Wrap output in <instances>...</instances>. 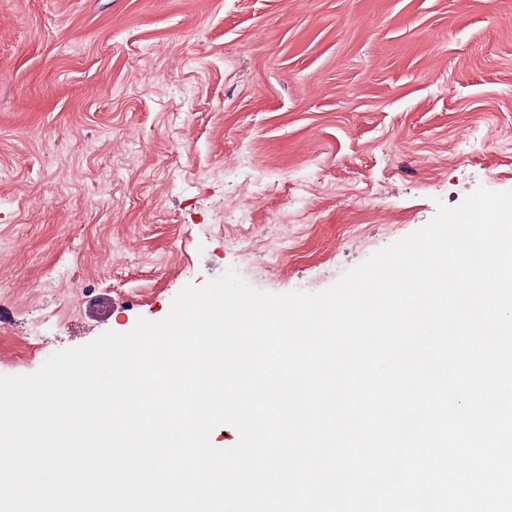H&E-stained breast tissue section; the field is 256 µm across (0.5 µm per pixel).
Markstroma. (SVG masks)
<instances>
[{
    "label": "stroma",
    "instance_id": "1",
    "mask_svg": "<svg viewBox=\"0 0 512 512\" xmlns=\"http://www.w3.org/2000/svg\"><path fill=\"white\" fill-rule=\"evenodd\" d=\"M512 190V0H0V375L235 268L319 292Z\"/></svg>",
    "mask_w": 512,
    "mask_h": 512
}]
</instances>
